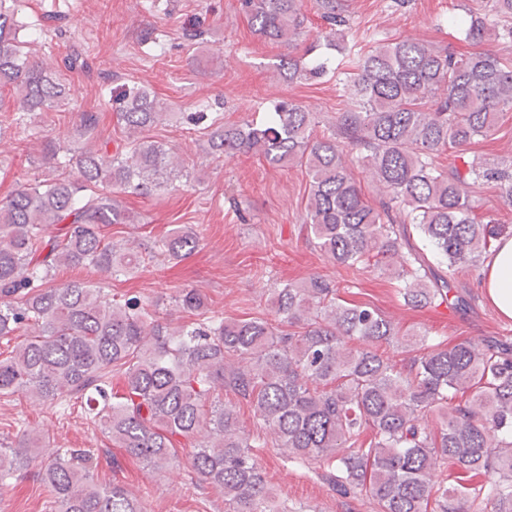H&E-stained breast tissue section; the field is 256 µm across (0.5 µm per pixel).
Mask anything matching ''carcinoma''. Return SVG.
Listing matches in <instances>:
<instances>
[{
    "label": "carcinoma",
    "instance_id": "1",
    "mask_svg": "<svg viewBox=\"0 0 512 512\" xmlns=\"http://www.w3.org/2000/svg\"><path fill=\"white\" fill-rule=\"evenodd\" d=\"M472 15L465 40L479 50L456 55L424 41H375L366 51L349 43L341 0H316L329 27L326 40L348 57L342 90L354 108L336 118L329 137L314 135L315 113L295 104L274 107L265 124L224 126L218 112L186 121L208 129L210 153L259 156L269 167L300 166L310 177L308 228L320 251L349 268L394 271L411 306L471 297L451 284L461 266L491 252L504 225L477 219L469 188L492 183L512 204V156L474 158L465 171L435 159L495 131L512 109V63L486 42H512V0H489ZM254 32L279 44L302 34V0H241ZM15 12L0 0V89L13 92L17 125L62 106L67 87L58 71L33 58L19 39ZM290 81L320 75L327 62L279 59ZM117 123L127 134L110 154L92 142L95 112L80 131L90 144L66 161L63 147L44 143V159L74 163L78 177L22 186L0 203V340L25 339L0 358V394L24 391L38 401L64 395L84 400L102 431L125 453L162 473L177 462L173 437L197 439L190 479L224 496V512H288L267 486L253 453L267 444L303 465H327L342 496H361L375 512H512V340L434 344L427 330L406 334L370 305H343L323 277L270 289L287 328L263 319L208 315L205 296L182 288L176 323L137 296L102 297L80 280L53 284L60 267L92 266L118 276L141 257L112 244L106 229L132 216L112 188L147 195L182 176L164 144L144 135L167 115L146 89H113ZM370 171L380 192L369 203L349 172V157ZM417 235V245L411 235ZM200 237L177 225L148 256L180 259ZM417 349L397 368L382 345ZM123 378L112 391V374ZM250 406L271 437L257 441L239 426L224 392ZM37 441L0 447V485L25 470ZM90 448H65L42 466L58 512H146L143 498L120 484L101 485ZM454 471L448 481V471ZM492 472L496 478L481 482Z\"/></svg>",
    "mask_w": 512,
    "mask_h": 512
}]
</instances>
